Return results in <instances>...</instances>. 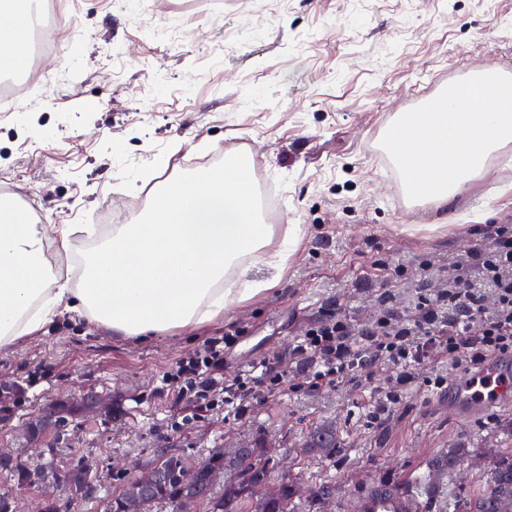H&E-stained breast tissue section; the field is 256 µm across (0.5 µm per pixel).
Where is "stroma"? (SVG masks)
<instances>
[{
  "mask_svg": "<svg viewBox=\"0 0 512 512\" xmlns=\"http://www.w3.org/2000/svg\"><path fill=\"white\" fill-rule=\"evenodd\" d=\"M56 49L40 63L51 83L0 112V185L10 184L33 224H126L147 210L128 182L190 172L192 163L252 154L257 196L273 191L267 224L303 228L281 267H252L270 288L222 321L143 341L64 314L38 337L0 349V494L17 512H105L123 469L176 453L271 443L302 491L331 482L406 484L424 512H471L491 457L512 448V403L460 408L450 387L419 380L379 424L366 422L388 378L309 388L311 366L293 347L317 321L342 314L356 327L406 308L416 291L446 284L448 265L487 224L512 225V147L446 207H416L380 145L395 113L470 70L512 73V0H61ZM236 344L219 371L229 380L260 359L292 388L244 411L221 406L184 420L185 401L163 391L176 362L205 339ZM56 415L55 423L40 420ZM338 431L335 457L302 449L319 425ZM457 448L449 470L432 465ZM91 467L92 495L70 474ZM31 478L22 481L21 469Z\"/></svg>",
  "mask_w": 512,
  "mask_h": 512,
  "instance_id": "obj_1",
  "label": "stroma"
}]
</instances>
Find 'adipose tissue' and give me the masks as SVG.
Wrapping results in <instances>:
<instances>
[{
	"label": "adipose tissue",
	"mask_w": 512,
	"mask_h": 512,
	"mask_svg": "<svg viewBox=\"0 0 512 512\" xmlns=\"http://www.w3.org/2000/svg\"><path fill=\"white\" fill-rule=\"evenodd\" d=\"M29 3L0 0V47L27 41ZM251 170L249 155L234 154L162 183L148 212L129 224L53 231L1 201L0 348L63 313L116 336L190 331L267 290L250 269L294 256L301 227L275 238L258 212Z\"/></svg>",
	"instance_id": "1"
}]
</instances>
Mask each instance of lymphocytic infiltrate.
I'll list each match as a JSON object with an SVG mask.
<instances>
[{
    "label": "lymphocytic infiltrate",
    "mask_w": 512,
    "mask_h": 512,
    "mask_svg": "<svg viewBox=\"0 0 512 512\" xmlns=\"http://www.w3.org/2000/svg\"><path fill=\"white\" fill-rule=\"evenodd\" d=\"M233 342L224 336L206 341L196 357L181 361L166 375L178 396L194 395L192 416L211 410L215 397L225 406H241L261 394L288 391V375L256 362L234 379L213 374ZM313 372L310 388L374 378L389 364L398 373L371 405V419H380L399 399L401 388L415 379L426 362H445L471 371L493 355L512 354V226L488 224L482 239L448 270L445 288L416 292L406 310L389 311L363 328L339 315L311 325L295 347Z\"/></svg>",
    "instance_id": "obj_1"
}]
</instances>
